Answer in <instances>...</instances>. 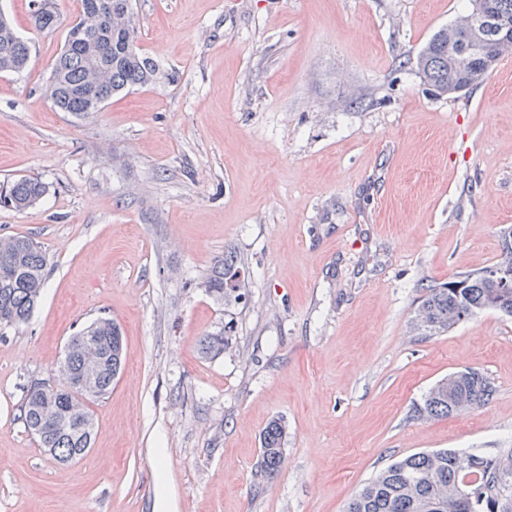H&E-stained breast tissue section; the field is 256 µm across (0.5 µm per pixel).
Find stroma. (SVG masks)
I'll list each match as a JSON object with an SVG mask.
<instances>
[{
  "mask_svg": "<svg viewBox=\"0 0 512 512\" xmlns=\"http://www.w3.org/2000/svg\"><path fill=\"white\" fill-rule=\"evenodd\" d=\"M55 3L43 32L30 0H0L31 47L0 73V181L48 188L0 207V237L48 260L30 320L0 326V512H345L408 455L512 448V318L412 329L428 287L501 261L512 230V57L455 98L415 68L465 0H132L173 78L85 116L46 93L77 15ZM228 253L249 286L218 301L200 283ZM103 315L125 362L62 465L19 407ZM467 368L492 400L419 418ZM276 418L287 465L268 476ZM46 185L35 178H20L0 185V204L16 210L35 206L46 194ZM286 436L287 427L280 419L271 420L265 427L261 440V468L265 474L275 473L281 468Z\"/></svg>",
  "mask_w": 512,
  "mask_h": 512,
  "instance_id": "stroma-1",
  "label": "stroma"
}]
</instances>
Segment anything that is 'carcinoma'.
Instances as JSON below:
<instances>
[{
  "instance_id": "1",
  "label": "carcinoma",
  "mask_w": 512,
  "mask_h": 512,
  "mask_svg": "<svg viewBox=\"0 0 512 512\" xmlns=\"http://www.w3.org/2000/svg\"><path fill=\"white\" fill-rule=\"evenodd\" d=\"M31 10L34 27L53 31L59 23L54 0H36ZM474 0H466L463 13L440 28L417 52L415 64L424 82L439 95L455 96L484 82L499 61L512 55V0H481V9L496 21L487 33L473 28ZM30 45L18 35L11 22L0 19V72L20 73L30 59ZM172 79L140 45V31L130 0H79L78 14L71 23L64 49L52 68L49 92L63 112L85 115L100 111L99 102L134 87H147ZM46 185L35 178H20L0 185V204L16 210L35 206L46 194ZM512 273V247L504 260L462 279H453L427 290L420 301L413 329L422 336L445 333L473 316L495 310L512 318V288L502 286L501 275ZM47 279V259L31 238L17 235L0 238V325H17L31 316ZM206 291L222 300L226 289L246 287L239 280L234 256L219 260L203 281ZM91 331L103 350L102 383L99 397L112 391L114 375L121 370L124 338L120 326L110 318L93 322ZM228 346L224 333L204 336L200 352L214 358ZM495 389L479 371L466 369L448 375L417 404L418 416L446 417L489 403ZM77 395L57 389L49 396L42 386L30 385L20 406L19 419L42 448L57 449L61 459H80L90 447L94 427L82 432L63 429L49 422L43 406H55V414L68 420L74 413ZM287 427L271 420L261 440V468L277 472L284 460ZM512 482V448L495 453H466L454 450L408 455L385 469L359 490L346 512H512V491L502 497L500 482ZM470 482L479 490L472 500L456 497L454 489Z\"/></svg>"
}]
</instances>
